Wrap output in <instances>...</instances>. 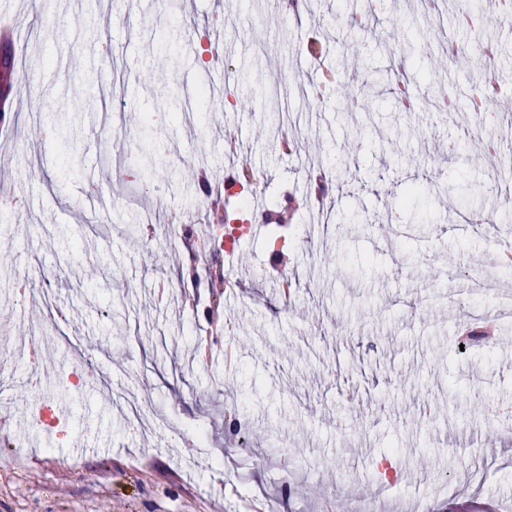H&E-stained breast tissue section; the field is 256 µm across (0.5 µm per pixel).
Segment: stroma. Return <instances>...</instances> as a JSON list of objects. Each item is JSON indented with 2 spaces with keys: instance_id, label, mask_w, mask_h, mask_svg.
<instances>
[{
  "instance_id": "35a3bbf8",
  "label": "stroma",
  "mask_w": 512,
  "mask_h": 512,
  "mask_svg": "<svg viewBox=\"0 0 512 512\" xmlns=\"http://www.w3.org/2000/svg\"><path fill=\"white\" fill-rule=\"evenodd\" d=\"M19 2L0 20L27 32L39 85L13 93L0 134V198L20 199L0 209V358L14 362L0 512H512V319L465 293L473 271L512 287L498 266L512 225L498 239L459 229L470 211L500 218L507 180L481 148L491 129L434 107L490 80L496 105L512 102V30L491 23L496 57L459 67L440 45L469 33L415 0H385L362 33L349 18L363 0H309L288 21L271 0ZM329 71L346 79L324 109L310 92ZM398 81L417 111L397 109ZM230 130L252 144L259 202L305 198L330 155L345 174L326 218L295 214L286 273L268 225L241 238L232 268L250 275L224 304L228 337L175 287L186 243L146 249L136 225L147 210L207 222L188 173L223 178ZM452 138L464 148L443 157ZM414 185L422 196L397 209ZM488 327L494 340L462 346ZM83 356L99 375L67 389ZM148 397L164 417L132 430ZM487 399L503 408L492 421ZM44 404L59 428L33 425ZM228 407L271 449L263 463L236 455ZM201 426L202 447L178 446Z\"/></svg>"
}]
</instances>
